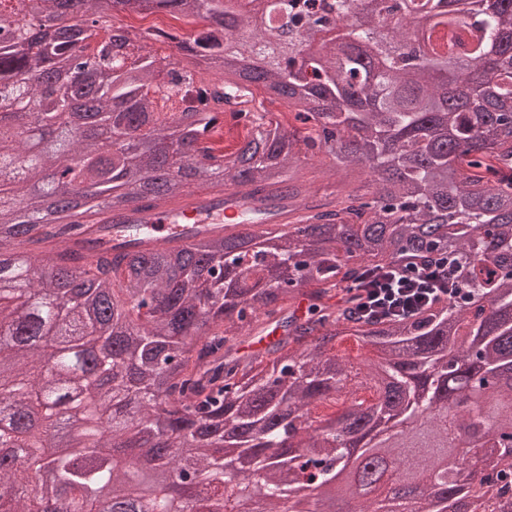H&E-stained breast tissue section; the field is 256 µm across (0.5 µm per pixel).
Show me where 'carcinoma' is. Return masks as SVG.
I'll return each instance as SVG.
<instances>
[{
	"label": "carcinoma",
	"instance_id": "obj_1",
	"mask_svg": "<svg viewBox=\"0 0 512 512\" xmlns=\"http://www.w3.org/2000/svg\"><path fill=\"white\" fill-rule=\"evenodd\" d=\"M0 12V80L32 105L31 131L48 120L57 144L35 156L0 143L4 161L38 182L65 164L67 190L50 185L18 195L0 185L12 206L0 221V327L17 336L0 345V509H40L37 487L13 492L18 461L54 475L69 512H102L106 498L123 512H224V494L260 495L267 512H318L317 485L362 479L373 498L360 512H512V0L485 9L473 0H382L357 20L359 0H334L345 40L318 37L325 17L317 0H279L284 25L315 50L273 60L265 41L273 26L242 12L238 0H18ZM167 12L202 20L193 34L152 26L132 35L117 17ZM410 13L447 29V50L431 56L415 46ZM402 30L405 50L383 32ZM381 51L364 64V46ZM162 43L176 50L153 53ZM495 50L488 72L454 68ZM447 70L456 84L434 85L427 70ZM255 86L281 100L298 125L253 113L254 131L238 158L216 161L200 146L214 132L224 98ZM77 100L105 126L119 149L103 150L69 127ZM171 103L163 108L160 103ZM306 149H324L332 169L323 191L301 176ZM195 185L262 195L292 220L250 224L190 244L156 245L136 224L105 216L148 199L173 203ZM124 238L122 247L108 235ZM448 267L471 288L457 301L440 298L413 316L364 317L355 295L370 272L396 264ZM56 268L36 276L33 261ZM29 284L18 305L13 285ZM72 331L61 370L43 373L33 342ZM349 336L376 350L353 371L333 352ZM99 353L89 359L80 342ZM186 406L164 418L158 400ZM342 408L317 426L311 413L336 400ZM460 423L462 436L485 448L472 466L437 445L433 403ZM124 406L83 447L46 454L61 432L60 406L93 422L101 408ZM41 432L20 428L31 413ZM423 419L429 445L416 468H402L406 443L394 435L405 418ZM134 430L140 452L181 481L147 496L140 473L113 454ZM366 441L364 467L342 439ZM429 485L424 500L392 493L393 477Z\"/></svg>",
	"mask_w": 512,
	"mask_h": 512
}]
</instances>
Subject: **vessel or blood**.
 Here are the masks:
<instances>
[{"label":"vessel or blood","instance_id":"b4317fda","mask_svg":"<svg viewBox=\"0 0 512 512\" xmlns=\"http://www.w3.org/2000/svg\"><path fill=\"white\" fill-rule=\"evenodd\" d=\"M243 213V207L225 206L223 195L193 190L172 210H127L114 213L112 220L117 224L143 225L146 233L157 242L165 241L174 234L189 242L201 232L216 230L223 225L239 226L243 222Z\"/></svg>","mask_w":512,"mask_h":512}]
</instances>
